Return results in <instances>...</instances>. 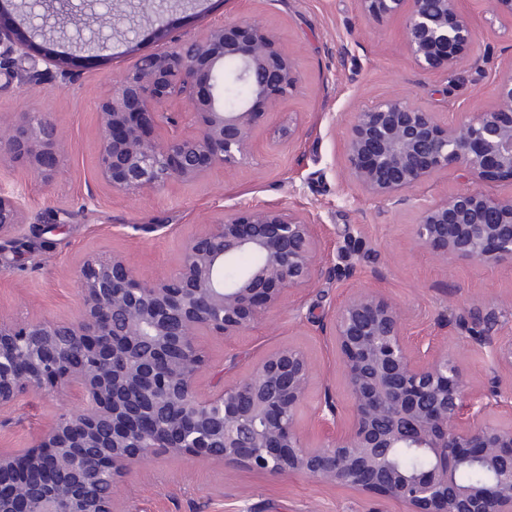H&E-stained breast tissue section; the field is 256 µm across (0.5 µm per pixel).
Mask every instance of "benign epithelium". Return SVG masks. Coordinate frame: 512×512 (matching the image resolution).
<instances>
[{
	"label": "benign epithelium",
	"mask_w": 512,
	"mask_h": 512,
	"mask_svg": "<svg viewBox=\"0 0 512 512\" xmlns=\"http://www.w3.org/2000/svg\"><path fill=\"white\" fill-rule=\"evenodd\" d=\"M465 0H357L361 14L403 21L416 67L448 75L485 59ZM44 0H0V69L33 47L18 25L66 49L49 52L44 72L74 80L76 49L99 57L112 36V14L97 15L91 35L70 37L36 20ZM485 11L512 18V0H484ZM137 12L168 26L155 0ZM299 77L276 35L254 20L215 25L171 50L141 56L113 80L98 104L97 176L115 193L159 191L203 179L215 167L245 163L265 116L294 92ZM183 102L187 111L170 109ZM349 180L370 199L403 202L421 184L453 172L468 185L512 180V67L497 75L494 103L444 123L416 97L395 95L356 113L345 131ZM0 152L26 164L44 184L62 169L63 147L46 113H24L0 128ZM318 215L265 205L239 209L205 225L183 244L178 267L155 281L139 278L121 254L92 256L76 272L81 309L73 321L30 320L0 312V410L47 390L79 403L62 408L23 453L0 448V512H117L116 481L163 454L220 461L269 475L298 474L375 495L405 512H512L511 402L488 401L466 387L442 341L406 336L409 311L381 291L357 292L334 309L329 325L351 403L341 423L335 399L318 412L323 439L310 444L297 428L315 368L300 348L264 356L252 371L213 392L198 380L206 359L198 336H235L264 322L285 290L311 287L319 271L349 270L360 257L347 237L322 250ZM24 223L17 198L0 194V235ZM417 243L446 264L512 262V195L468 187L421 204ZM250 252L257 262L224 279V266ZM512 303L464 321L491 358L492 372L512 375V339L493 326ZM430 457L424 469H402L395 452ZM485 477L463 485L457 472ZM109 483L102 500L88 493L89 472Z\"/></svg>",
	"instance_id": "1"
}]
</instances>
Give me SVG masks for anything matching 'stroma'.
Segmentation results:
<instances>
[{
  "mask_svg": "<svg viewBox=\"0 0 512 512\" xmlns=\"http://www.w3.org/2000/svg\"><path fill=\"white\" fill-rule=\"evenodd\" d=\"M465 10L481 33L486 63L469 69L460 84L418 70L403 43L402 22L366 20L355 0H203L199 11L173 9L170 36L204 34L227 20H256L275 33L300 76L298 89L270 113L257 136L247 167L234 172L217 167L201 181L172 184L159 192L126 196L112 192L95 176L100 130L99 100L112 80L147 53L165 49L170 36L143 27L137 44L113 38L106 56L83 63L74 82L43 77L40 86L19 92V75L42 70L40 51L0 72V124L21 113L51 114L64 146L60 175L49 185L20 163L0 155V193L15 195L26 212L48 219L70 211L71 224L39 236L31 224L17 226L0 240V311L51 320L76 319L80 310L76 269L91 254L126 255L149 281L173 270L183 241L200 225L217 221L235 208L275 204L308 209L319 216L323 248H333L349 229L362 227L369 259L349 275L322 272L306 290L287 295L282 307L246 334L204 336L208 358L203 387L247 375L267 352L297 345L309 354L317 376L298 421L317 435V408L325 395L342 409L350 403L336 349L324 334L336 304L355 291L377 289L411 314L409 336L454 333V350L467 384L491 392L487 359L468 332L450 331L449 318L472 305L496 307L512 297V264L484 267L446 265L413 239L421 203L458 187L439 175L418 187L400 205L366 197L344 171V132L363 106L395 94L419 98L440 120L457 121L478 112L496 92V72L512 63V21L486 13L481 0H466ZM298 131L290 142L272 143L287 118ZM58 401L30 393L0 412V448L32 447L45 424L58 413ZM118 500L124 512H399V505L358 497L343 488L300 475H267L214 462L159 457L127 472Z\"/></svg>",
  "mask_w": 512,
  "mask_h": 512,
  "instance_id": "1",
  "label": "stroma"
}]
</instances>
